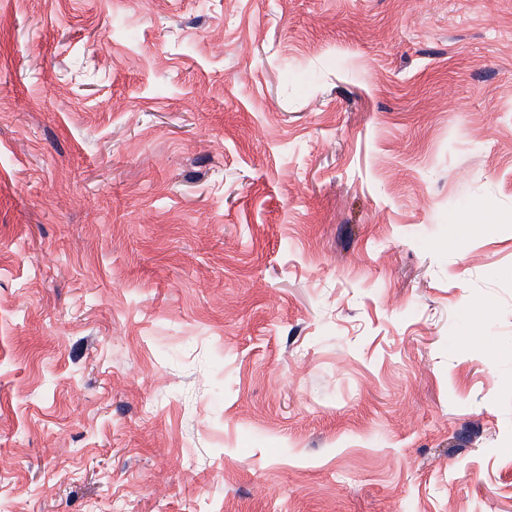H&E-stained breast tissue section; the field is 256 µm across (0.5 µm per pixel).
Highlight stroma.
<instances>
[{
  "instance_id": "stroma-1",
  "label": "stroma",
  "mask_w": 512,
  "mask_h": 512,
  "mask_svg": "<svg viewBox=\"0 0 512 512\" xmlns=\"http://www.w3.org/2000/svg\"><path fill=\"white\" fill-rule=\"evenodd\" d=\"M0 512H512V0H0Z\"/></svg>"
}]
</instances>
